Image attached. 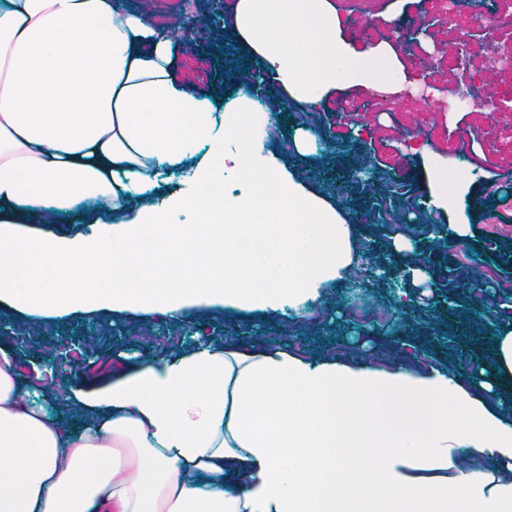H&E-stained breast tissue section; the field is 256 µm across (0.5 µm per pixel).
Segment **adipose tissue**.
<instances>
[{"label": "adipose tissue", "mask_w": 512, "mask_h": 512, "mask_svg": "<svg viewBox=\"0 0 512 512\" xmlns=\"http://www.w3.org/2000/svg\"><path fill=\"white\" fill-rule=\"evenodd\" d=\"M225 26L282 105L401 82L389 44L353 53L332 0H234ZM173 45L120 0H0V303L300 314L347 277L346 214L267 149L270 107L176 80ZM176 176L194 194H164ZM427 178L436 208L467 193L436 158ZM491 357L469 377L208 340L59 403L0 347V512H512V480L460 462L512 472V324Z\"/></svg>", "instance_id": "adipose-tissue-1"}]
</instances>
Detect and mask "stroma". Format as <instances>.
<instances>
[{
  "label": "stroma",
  "mask_w": 512,
  "mask_h": 512,
  "mask_svg": "<svg viewBox=\"0 0 512 512\" xmlns=\"http://www.w3.org/2000/svg\"><path fill=\"white\" fill-rule=\"evenodd\" d=\"M233 0H191L167 4L152 0L148 9L155 21L170 22L191 11L199 25L193 32L196 48L175 42L173 72L183 83L225 98L254 93L253 73L242 56L228 58L224 67L214 61V47L224 43V16ZM345 21L343 37L356 53L388 42L402 63V78L425 81L451 99L448 81L454 61L448 45L476 36L477 24L467 19L449 24L438 17L435 0H333ZM427 18V37L419 48L397 42L395 27ZM433 55L421 67V52ZM312 130L317 152L298 158L293 131ZM421 135L422 148L405 143ZM267 147L283 163L302 166L313 191L341 207L356 205L362 214L355 223L359 242L369 250L359 252L354 273L360 274L359 293H350L346 282L325 284L303 317L292 310L231 311L215 307L205 312L189 310L183 318L145 320L133 311L75 313L61 320L24 316L0 304V330L9 331L8 345L16 355L22 377L41 375L42 383L66 396L67 382L90 389L104 374L131 369L147 354L163 355L189 349L194 328L209 329L217 340L237 343L254 336L269 342L288 341L307 354L335 353L337 359L354 360L388 369L406 360L410 346L418 348L423 367L472 369L484 363L493 342L497 320L505 310L483 307L490 295L512 303V128L489 113L455 104L447 109L424 106L410 99L380 97L362 87L339 88L317 105L289 100L278 122L264 129ZM363 152L372 168V180L362 185L345 181L356 152ZM436 155L470 185L463 205L448 210L429 202L427 157ZM452 224H467L471 232L458 239L448 234ZM402 235L424 256L435 295L457 294L455 310L432 305L402 309L397 294L371 274L385 260L392 235ZM153 334L151 348L140 339ZM74 353L59 363L62 342Z\"/></svg>",
  "instance_id": "1"
}]
</instances>
